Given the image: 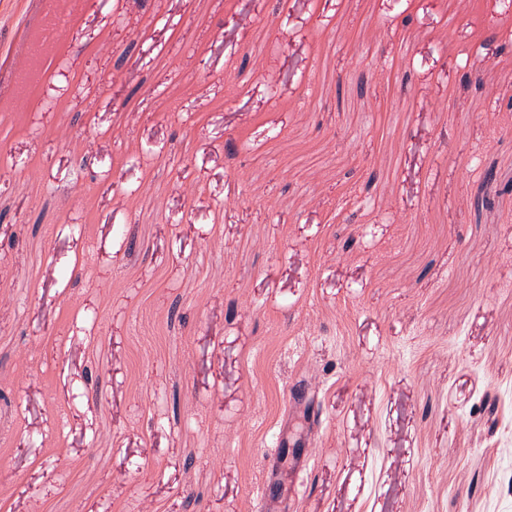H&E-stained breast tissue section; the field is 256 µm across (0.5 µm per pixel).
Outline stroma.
<instances>
[{
    "label": "stroma",
    "mask_w": 512,
    "mask_h": 512,
    "mask_svg": "<svg viewBox=\"0 0 512 512\" xmlns=\"http://www.w3.org/2000/svg\"><path fill=\"white\" fill-rule=\"evenodd\" d=\"M42 2L0 0V512H512V194L473 204L512 180V14L83 0L17 112ZM82 379L83 382L82 386L79 388V395L74 397V399L80 398L81 401L83 400L87 404H89L90 401L97 403L101 393V377L97 368H86Z\"/></svg>",
    "instance_id": "1"
}]
</instances>
